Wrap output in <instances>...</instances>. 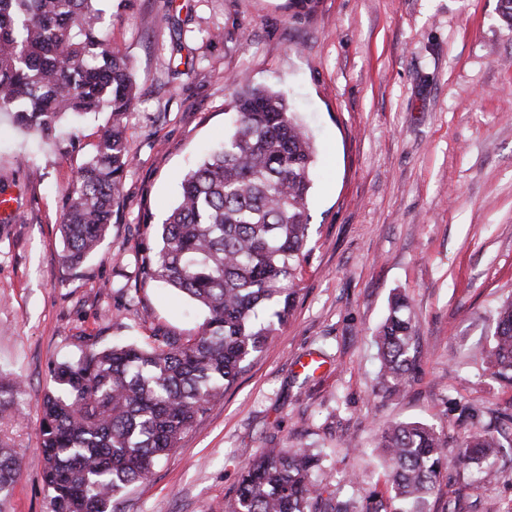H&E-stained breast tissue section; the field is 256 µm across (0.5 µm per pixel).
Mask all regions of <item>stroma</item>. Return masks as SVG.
<instances>
[{
  "instance_id": "obj_1",
  "label": "stroma",
  "mask_w": 512,
  "mask_h": 512,
  "mask_svg": "<svg viewBox=\"0 0 512 512\" xmlns=\"http://www.w3.org/2000/svg\"><path fill=\"white\" fill-rule=\"evenodd\" d=\"M105 39L139 101L125 118L132 163L112 224L79 273L61 260L62 212L78 167L111 122L61 121L54 137L0 112V373L20 377L4 432L20 459L9 512H51L39 423L51 370L87 345L196 335L203 312L163 283L137 287L146 223L234 122L226 78L288 93L316 157L309 255L286 325L199 415L114 512H224L264 448L321 453L319 484L343 499L383 486L381 431L434 425L448 465L430 512H512V454L458 455L512 409L487 357L512 296V30L498 0H101ZM415 324L400 395L379 391L372 334L393 293Z\"/></svg>"
}]
</instances>
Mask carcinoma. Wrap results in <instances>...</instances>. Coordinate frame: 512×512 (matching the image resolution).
Instances as JSON below:
<instances>
[{
	"instance_id": "obj_1",
	"label": "carcinoma",
	"mask_w": 512,
	"mask_h": 512,
	"mask_svg": "<svg viewBox=\"0 0 512 512\" xmlns=\"http://www.w3.org/2000/svg\"><path fill=\"white\" fill-rule=\"evenodd\" d=\"M100 0H0V109L21 128L52 137L66 113L110 112L112 126L77 172L64 213L63 262L74 271L94 255L132 163L123 118L137 103L127 60L106 48ZM234 127L188 171L177 204L156 225V245L137 257L140 285L163 282L206 312L201 330L181 340L99 349L58 364L40 420L43 482L52 512H112V500L149 480L198 415L234 383L294 305L308 254V195L314 145L287 93L227 78ZM493 374L512 386V299L495 312ZM406 298L396 296L374 342L381 388L405 386L415 359ZM17 377L0 374V425L15 418ZM512 447V414L463 438L478 462ZM386 492L361 505L324 494L309 448H265L244 469L224 512H430L443 478L447 441L420 421H399L379 441ZM19 458L0 437V508Z\"/></svg>"
}]
</instances>
